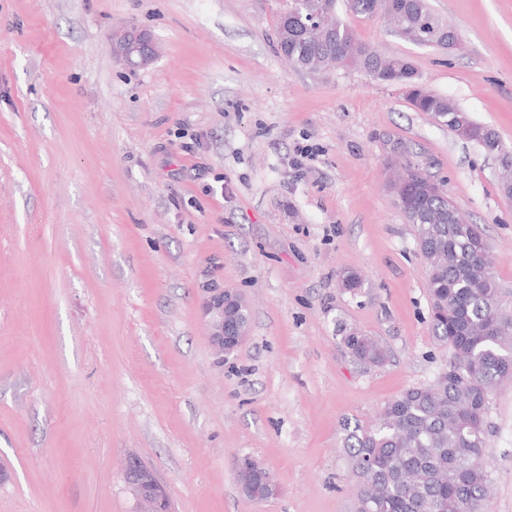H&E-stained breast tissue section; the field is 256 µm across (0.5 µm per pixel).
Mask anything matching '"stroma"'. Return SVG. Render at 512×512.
<instances>
[{"instance_id":"obj_1","label":"stroma","mask_w":512,"mask_h":512,"mask_svg":"<svg viewBox=\"0 0 512 512\" xmlns=\"http://www.w3.org/2000/svg\"><path fill=\"white\" fill-rule=\"evenodd\" d=\"M431 3L458 50L343 18L512 148V0ZM288 5L0 0V512H134L132 455L172 512H354L344 423L374 424L451 359L391 188L403 156L483 227L512 316L498 162L416 111L402 83L292 68L276 42ZM129 26L159 43L150 65L117 62L110 37ZM210 288L251 309L224 360ZM345 326L387 361L353 362ZM245 456L273 473V497L242 494ZM483 458L488 512H512V384L490 397Z\"/></svg>"}]
</instances>
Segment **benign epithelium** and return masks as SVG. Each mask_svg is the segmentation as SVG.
Returning <instances> with one entry per match:
<instances>
[{"label": "benign epithelium", "instance_id": "7a95c632", "mask_svg": "<svg viewBox=\"0 0 512 512\" xmlns=\"http://www.w3.org/2000/svg\"><path fill=\"white\" fill-rule=\"evenodd\" d=\"M116 58L130 67H144L152 63L159 50L146 32L129 27L113 42ZM244 297L230 289L211 292L204 300L205 313L210 316V341L218 354L233 352L247 336L245 323L240 319ZM123 479L135 501L136 512H168L169 497L166 488L154 471L137 458L128 461Z\"/></svg>", "mask_w": 512, "mask_h": 512}]
</instances>
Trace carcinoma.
Instances as JSON below:
<instances>
[{
    "label": "carcinoma",
    "instance_id": "1",
    "mask_svg": "<svg viewBox=\"0 0 512 512\" xmlns=\"http://www.w3.org/2000/svg\"><path fill=\"white\" fill-rule=\"evenodd\" d=\"M335 4L292 0L276 29L278 48L290 66L308 73L338 67L371 71L379 81L412 87L414 108L450 130L462 123L482 128L453 100L428 90L409 59L383 56L362 42ZM309 13L324 16L328 39L302 29ZM388 23L401 39L421 47L446 50L457 36L429 0H405ZM406 171L408 201L400 209L414 226L419 253L429 266L433 335L453 357L432 383L388 401L375 426L344 424L343 447L360 482L356 512H486L487 407L481 398L512 380V328L498 334L486 330L500 312L490 267L476 257L478 242L485 240L482 230L466 223L447 191L432 186L410 160ZM340 343L360 364L387 360L379 341L355 329L342 330ZM242 482L251 495H267L264 474L252 471Z\"/></svg>",
    "mask_w": 512,
    "mask_h": 512
}]
</instances>
